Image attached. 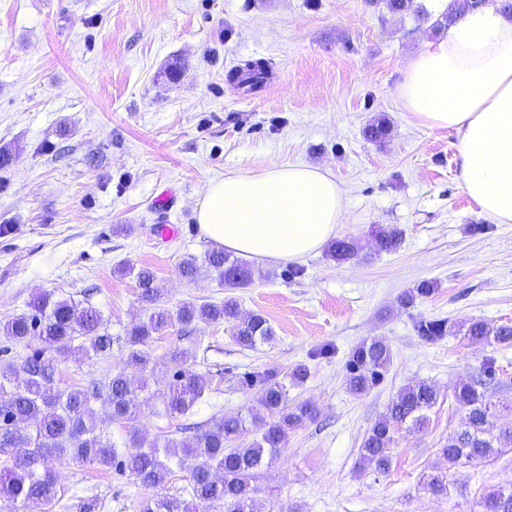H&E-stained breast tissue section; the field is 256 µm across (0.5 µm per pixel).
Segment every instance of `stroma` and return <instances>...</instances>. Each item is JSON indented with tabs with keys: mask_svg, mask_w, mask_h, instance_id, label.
Masks as SVG:
<instances>
[{
	"mask_svg": "<svg viewBox=\"0 0 512 512\" xmlns=\"http://www.w3.org/2000/svg\"><path fill=\"white\" fill-rule=\"evenodd\" d=\"M421 19L393 15L384 0H0V320L26 312L43 291L99 308L113 338L106 359L59 358L62 385L104 382L127 364L123 337L144 319L127 263L152 269L170 311L186 302L222 301L216 280L188 282L180 263L214 244L196 207L213 179L288 163L318 166L345 190L358 258L339 263L326 250L301 262H262L261 279L234 290L242 313H257L271 342L245 349L228 323H197L189 368L204 376L202 401L187 415L145 414L133 427L104 422L107 439L131 446L134 434L180 438L185 425L246 414L255 390L243 373L290 374L306 365L288 401L310 403L314 420L257 478L256 512H480L481 489L512 485V450L451 468L438 450L464 419L453 398L488 357L500 366L492 400L512 398V344H472L450 336L427 343L419 318L512 325V224L481 213L462 188L457 135L412 121L395 88L410 56L445 36L434 19L448 0H418ZM248 61L269 65L249 91L228 72ZM390 138L363 136L374 117ZM174 196L155 205L164 190ZM177 230L168 240L157 228ZM403 231L391 253L374 249L378 227ZM425 280L435 294L414 306L399 297ZM391 350L384 382L363 395L345 385V363L364 340ZM426 381L438 403L420 431L400 429L389 473L360 470L358 448L405 385ZM60 492L49 506L21 507L0 496V512H139L148 489L111 468L53 460ZM451 473L448 495L428 475Z\"/></svg>",
	"mask_w": 512,
	"mask_h": 512,
	"instance_id": "stroma-1",
	"label": "stroma"
}]
</instances>
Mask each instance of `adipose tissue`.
Returning a JSON list of instances; mask_svg holds the SVG:
<instances>
[{
    "mask_svg": "<svg viewBox=\"0 0 512 512\" xmlns=\"http://www.w3.org/2000/svg\"><path fill=\"white\" fill-rule=\"evenodd\" d=\"M396 93L419 124L457 133L465 193L496 223L512 224V15L501 0L410 57ZM346 213L328 170L289 164L211 181L197 221L239 256L299 262L335 238Z\"/></svg>",
    "mask_w": 512,
    "mask_h": 512,
    "instance_id": "ef3b65f1",
    "label": "adipose tissue"
}]
</instances>
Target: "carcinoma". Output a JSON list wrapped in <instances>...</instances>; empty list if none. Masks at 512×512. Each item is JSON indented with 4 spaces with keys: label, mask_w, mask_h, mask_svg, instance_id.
<instances>
[{
    "label": "carcinoma",
    "mask_w": 512,
    "mask_h": 512,
    "mask_svg": "<svg viewBox=\"0 0 512 512\" xmlns=\"http://www.w3.org/2000/svg\"><path fill=\"white\" fill-rule=\"evenodd\" d=\"M483 4L484 0H449L434 27ZM268 78L269 69L263 62H248L232 75V80L250 90ZM390 135L391 126L384 118L369 122L364 129V137L372 143H381ZM402 240V230L394 225L379 228L374 236L380 253L397 250ZM358 253L359 245L353 238L337 239L328 248V256L338 262L351 260ZM117 273L134 275L139 298L146 304V319L125 336L127 358L141 371L136 384L117 368L102 385L60 386L56 359L45 356L46 350L60 355L77 351L90 358L112 356V334L101 311L89 302L83 305L43 292L32 299L27 312L0 320V337L31 349L20 366L0 367V457L11 462L10 467L0 469V493L24 503L50 504L57 488L49 462L54 457H65L81 466L112 467L153 490L151 497L141 503L140 512H254L259 471L286 448L292 430L315 417L314 408L306 403L288 404V389L279 373L244 374L242 384L258 390L257 405L248 410V415L213 417L198 426L195 435L179 441L137 435L133 439L136 450L125 452L105 438L102 417L126 427L138 420L147 405L175 417L188 413L202 399L204 379L194 371L179 369L168 379L154 375L150 347L172 320L183 326L199 321L230 323L233 341L244 348L271 341L272 327L259 314L243 315L233 297L221 302H189L173 316L160 305V288L151 269L121 265ZM180 273L189 282L209 276L230 289L248 287L256 275L248 263L220 249L207 251L201 260L185 259ZM436 288L435 282L424 281L405 292L400 304L411 307ZM414 331L427 343L440 342L458 332L473 343H512L511 325L485 320H474L463 329L446 318H422L414 323ZM390 359L391 350L383 341L374 338L360 343L346 363L348 390L363 395L379 386ZM499 384L497 360L489 357L475 377L455 387L454 399L465 413V422L440 448L451 465L466 467L479 460H492L512 447V427L494 433L498 411L488 388ZM438 397L434 386L425 381L401 388L361 442L359 459L363 468L386 473L395 431L403 425L414 430L423 428L428 421L426 412L435 406ZM249 422L262 424L260 439L246 448L228 447L246 431ZM177 471L188 480L189 501L165 492ZM479 506L482 512H512V488L484 491Z\"/></svg>",
    "instance_id": "1"
}]
</instances>
